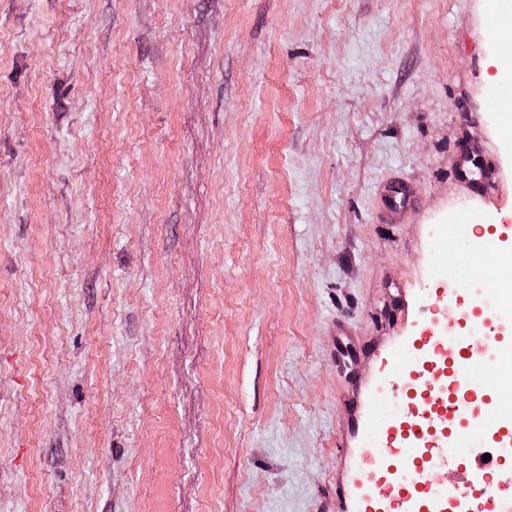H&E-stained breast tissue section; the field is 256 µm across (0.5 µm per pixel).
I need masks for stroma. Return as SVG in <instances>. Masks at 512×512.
<instances>
[{"mask_svg":"<svg viewBox=\"0 0 512 512\" xmlns=\"http://www.w3.org/2000/svg\"><path fill=\"white\" fill-rule=\"evenodd\" d=\"M484 2L0 0V512H360L423 307L512 304Z\"/></svg>","mask_w":512,"mask_h":512,"instance_id":"obj_1","label":"stroma"}]
</instances>
